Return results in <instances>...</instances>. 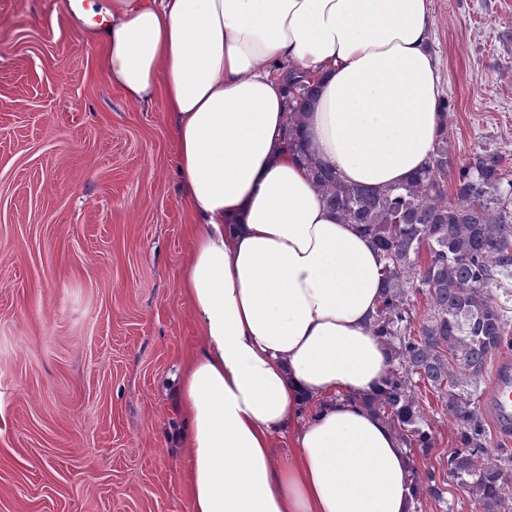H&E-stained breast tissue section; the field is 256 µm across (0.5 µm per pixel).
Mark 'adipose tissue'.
<instances>
[{
  "label": "adipose tissue",
  "mask_w": 512,
  "mask_h": 512,
  "mask_svg": "<svg viewBox=\"0 0 512 512\" xmlns=\"http://www.w3.org/2000/svg\"><path fill=\"white\" fill-rule=\"evenodd\" d=\"M67 6L112 87L163 98L201 226L183 286L202 347L178 386L193 512H413L406 446L369 406L384 262L286 149L279 70L319 80L305 138L345 182H409L442 124L429 0Z\"/></svg>",
  "instance_id": "adipose-tissue-1"
}]
</instances>
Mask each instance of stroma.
I'll return each mask as SVG.
<instances>
[{"label":"stroma","instance_id":"35a3bbf8","mask_svg":"<svg viewBox=\"0 0 512 512\" xmlns=\"http://www.w3.org/2000/svg\"><path fill=\"white\" fill-rule=\"evenodd\" d=\"M459 158L512 171V0H430ZM62 0H0V512H193L172 377L200 348L183 273L197 225L162 100L96 66ZM415 512H479L418 387Z\"/></svg>","mask_w":512,"mask_h":512}]
</instances>
